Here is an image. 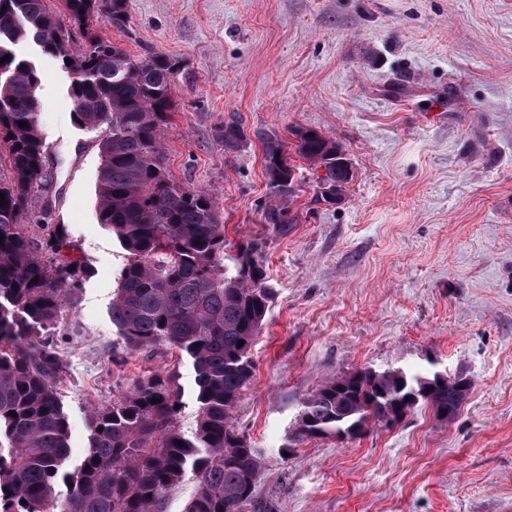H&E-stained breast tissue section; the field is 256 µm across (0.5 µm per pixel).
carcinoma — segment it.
Masks as SVG:
<instances>
[{
    "label": "carcinoma",
    "mask_w": 512,
    "mask_h": 512,
    "mask_svg": "<svg viewBox=\"0 0 512 512\" xmlns=\"http://www.w3.org/2000/svg\"><path fill=\"white\" fill-rule=\"evenodd\" d=\"M46 2L0 0V58L10 56L0 63L6 68L0 72V160L10 166L9 179L0 180V512H161L167 491L189 471L196 489L184 512H277L258 494L259 457L234 420L253 378L249 347L272 300L267 237L247 240L232 257L233 269L224 268V224L213 195L176 182L162 151L174 119L172 81L180 60L133 56L104 34L107 23L125 26L128 0H58L54 9ZM75 29L85 40L78 53L54 38ZM30 37L69 73L75 124L97 134L99 221L128 253L112 299V326L132 350L163 344L191 360L198 404L191 439L177 426L180 389L170 378L144 376L90 411L89 450L70 464V423L56 385L62 359L54 348L24 340L54 325L90 270L71 255L64 225L49 230V261L23 232L34 190L47 187L42 76L16 51ZM291 135L295 154L325 168L321 180L345 190L353 171L349 162L338 164L344 159L339 143L309 128ZM220 136L228 151L242 140L234 121ZM262 151L270 189L262 223L285 237L297 223V166L282 165L287 152L276 134L263 137ZM357 374L356 383L336 377L303 400L305 424L294 430L293 441L338 425L365 431L373 420L396 423L413 409L399 402L421 389L420 378ZM457 398L445 381L420 401L437 413ZM62 483L68 493L59 504Z\"/></svg>",
    "instance_id": "1"
}]
</instances>
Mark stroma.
I'll return each instance as SVG.
<instances>
[{
  "label": "stroma",
  "mask_w": 512,
  "mask_h": 512,
  "mask_svg": "<svg viewBox=\"0 0 512 512\" xmlns=\"http://www.w3.org/2000/svg\"><path fill=\"white\" fill-rule=\"evenodd\" d=\"M106 35L180 59L168 170L214 196L228 244L266 231L265 134L318 130L352 164L327 204L298 162V222L266 247L274 298L235 410L260 495L277 512H512V0H128L125 27ZM18 52L42 72L55 202L35 194L25 232L40 243L63 225L91 270L47 336L72 457L87 450L90 410L149 373L175 377L192 437L190 360L129 349L112 325L127 254L98 221V141L72 119L69 76L34 40ZM231 121L245 134L235 151L219 136ZM388 368L472 388L450 423L420 405L343 443L289 444L323 381Z\"/></svg>",
  "instance_id": "35a3bbf8"
}]
</instances>
